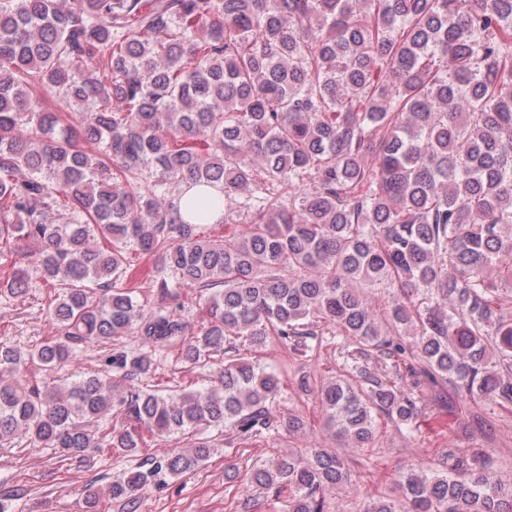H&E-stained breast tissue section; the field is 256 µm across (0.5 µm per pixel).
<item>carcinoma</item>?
I'll return each instance as SVG.
<instances>
[{"mask_svg": "<svg viewBox=\"0 0 512 512\" xmlns=\"http://www.w3.org/2000/svg\"><path fill=\"white\" fill-rule=\"evenodd\" d=\"M215 188L247 232L200 235ZM18 240L61 293L55 336L0 338V447L82 459L190 436L112 482L131 510L211 456V429L227 445L303 429L270 416V339L304 362L339 346L320 401L351 448L381 418L413 431L441 383L512 410V0H0V245ZM131 251L155 274L132 279ZM29 277L13 269L0 299ZM182 288L204 296L194 332L169 306ZM105 346V369L56 376ZM174 349L224 362L212 388L148 384ZM34 363L43 377L10 380ZM447 465L408 469L403 503L365 512H512L479 453ZM249 483L288 489V512L350 485L317 446Z\"/></svg>", "mask_w": 512, "mask_h": 512, "instance_id": "cac0c4a2", "label": "carcinoma"}]
</instances>
